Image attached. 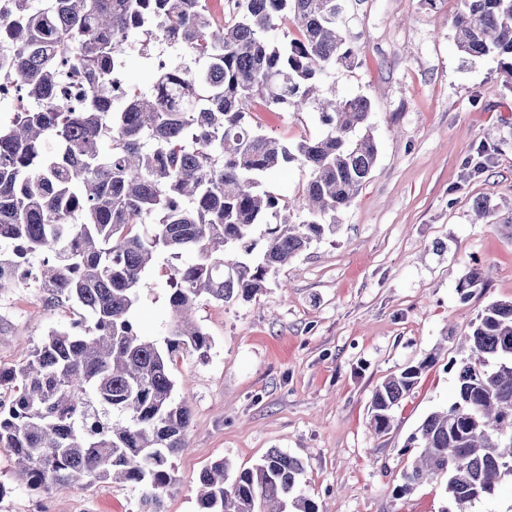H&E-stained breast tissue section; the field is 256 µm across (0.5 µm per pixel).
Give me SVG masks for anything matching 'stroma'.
Segmentation results:
<instances>
[{
  "mask_svg": "<svg viewBox=\"0 0 512 512\" xmlns=\"http://www.w3.org/2000/svg\"><path fill=\"white\" fill-rule=\"evenodd\" d=\"M457 0H351L353 67L331 74L325 94L364 95L379 155L369 181L326 235L268 278L249 301L200 299L195 319L212 338L206 357L184 354L175 375L189 398L187 451L167 512H194L200 472L219 459L252 466L268 449L302 459L305 493L319 512H439L445 481L401 497L407 440L452 401L448 364L489 303L512 299V91L496 59H466L454 43ZM251 120L288 144L320 132L313 112L266 111ZM491 215L473 219L476 200ZM489 269L461 295L467 268ZM167 262L142 290L138 311L161 338L171 318ZM76 305H49L34 288L0 292V366H12ZM436 353L374 434L372 394L389 375ZM15 458L0 447V512H138L120 484L37 495L15 487Z\"/></svg>",
  "mask_w": 512,
  "mask_h": 512,
  "instance_id": "35a3bbf8",
  "label": "stroma"
}]
</instances>
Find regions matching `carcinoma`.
<instances>
[{"label":"carcinoma","instance_id":"obj_1","mask_svg":"<svg viewBox=\"0 0 512 512\" xmlns=\"http://www.w3.org/2000/svg\"><path fill=\"white\" fill-rule=\"evenodd\" d=\"M0 0V290L21 283L46 302H74L80 319L52 329L20 364L0 367V445L19 486L37 493L123 484L141 512H165L172 462L187 448L192 413L175 396L185 353L207 355L192 324L196 302L248 300L269 274L336 230L378 157L371 102L319 99V85L356 52L343 16L349 0ZM455 42L465 57L498 58L512 90V0H458ZM292 25L296 35L278 37ZM173 41L191 65L155 68L149 91L124 73L129 50ZM81 75L66 90V73ZM270 112L319 114L323 131L283 144L250 121ZM310 171L301 194L262 188L285 164ZM307 211L299 223L291 209ZM172 260L173 319L163 342L136 318L154 262ZM484 282L472 266L462 294ZM449 362L454 399L408 439L421 453L400 474L405 496L446 479L449 505L472 512L512 477V301L477 314ZM437 361L430 353L373 392L378 435ZM301 459L276 448L230 473L220 459L199 475L196 512H318L304 494Z\"/></svg>","mask_w":512,"mask_h":512}]
</instances>
